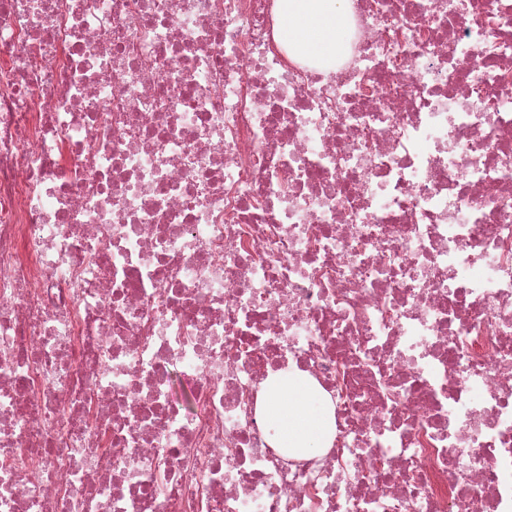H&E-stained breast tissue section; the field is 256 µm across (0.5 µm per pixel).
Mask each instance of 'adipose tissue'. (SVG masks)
I'll return each instance as SVG.
<instances>
[{"label": "adipose tissue", "mask_w": 512, "mask_h": 512, "mask_svg": "<svg viewBox=\"0 0 512 512\" xmlns=\"http://www.w3.org/2000/svg\"><path fill=\"white\" fill-rule=\"evenodd\" d=\"M278 37L293 60L330 62L349 51V30L343 0H277ZM299 379L271 389L267 410L279 425V447L309 452L329 440V417L307 405Z\"/></svg>", "instance_id": "1"}]
</instances>
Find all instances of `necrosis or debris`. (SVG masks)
<instances>
[{"mask_svg":"<svg viewBox=\"0 0 512 512\" xmlns=\"http://www.w3.org/2000/svg\"><path fill=\"white\" fill-rule=\"evenodd\" d=\"M275 2L0 0V512H512V0ZM278 37L292 60L330 62L349 51L343 0H277ZM283 389L301 393L304 382L300 379L288 378L274 386L269 393L267 410L279 425L277 444L280 448L298 449L311 452L324 446L329 436V416L322 410L306 404L304 396L282 398L279 392Z\"/></svg>","mask_w":512,"mask_h":512,"instance_id":"obj_1","label":"necrosis or debris"}]
</instances>
